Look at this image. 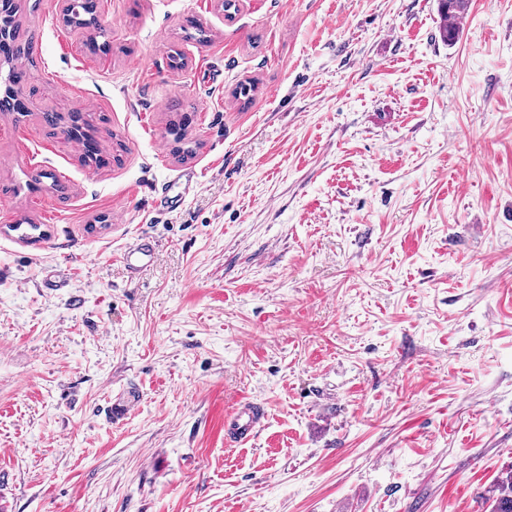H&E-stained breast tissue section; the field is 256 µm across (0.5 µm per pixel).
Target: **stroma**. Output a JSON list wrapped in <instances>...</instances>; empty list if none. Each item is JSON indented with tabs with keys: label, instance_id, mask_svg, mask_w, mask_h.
Listing matches in <instances>:
<instances>
[{
	"label": "stroma",
	"instance_id": "1",
	"mask_svg": "<svg viewBox=\"0 0 512 512\" xmlns=\"http://www.w3.org/2000/svg\"><path fill=\"white\" fill-rule=\"evenodd\" d=\"M98 3L106 55L60 0H20L0 512H486L512 470V0H469L453 44L437 0ZM75 108L106 165L41 120ZM249 402L265 416L229 445ZM157 252L156 241L142 235L123 253L122 259L128 271L134 276L153 264ZM264 414V409L254 403L238 406L226 424L227 437L234 444L249 441Z\"/></svg>",
	"mask_w": 512,
	"mask_h": 512
}]
</instances>
